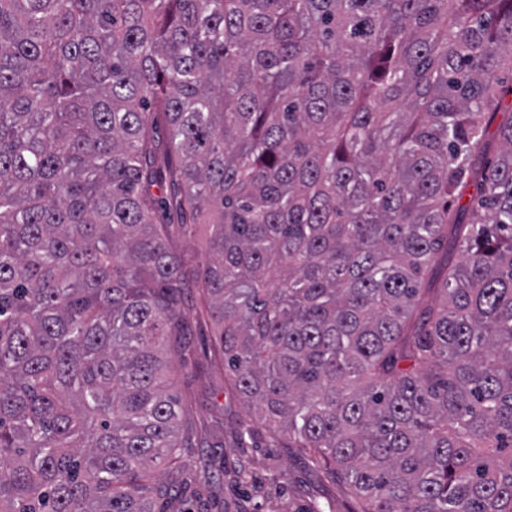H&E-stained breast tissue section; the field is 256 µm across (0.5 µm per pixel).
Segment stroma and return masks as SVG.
Masks as SVG:
<instances>
[{
	"instance_id": "1",
	"label": "stroma",
	"mask_w": 512,
	"mask_h": 512,
	"mask_svg": "<svg viewBox=\"0 0 512 512\" xmlns=\"http://www.w3.org/2000/svg\"><path fill=\"white\" fill-rule=\"evenodd\" d=\"M212 327L188 322L183 352L174 354L171 381L185 414L204 427L206 447L184 457L170 475L167 512H356L341 478L312 462L284 439L264 433L241 439L259 413L228 391L212 370Z\"/></svg>"
}]
</instances>
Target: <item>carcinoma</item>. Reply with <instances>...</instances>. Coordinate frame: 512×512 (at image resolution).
<instances>
[{
  "label": "carcinoma",
  "instance_id": "obj_1",
  "mask_svg": "<svg viewBox=\"0 0 512 512\" xmlns=\"http://www.w3.org/2000/svg\"><path fill=\"white\" fill-rule=\"evenodd\" d=\"M506 61L512 0H0V512H166L203 444L167 185L267 430L359 512H512ZM169 232L173 249L185 258H195L202 260L201 254L204 252V231L197 229L192 234L184 232L181 224H177V218L174 212L167 214Z\"/></svg>",
  "mask_w": 512,
  "mask_h": 512
}]
</instances>
